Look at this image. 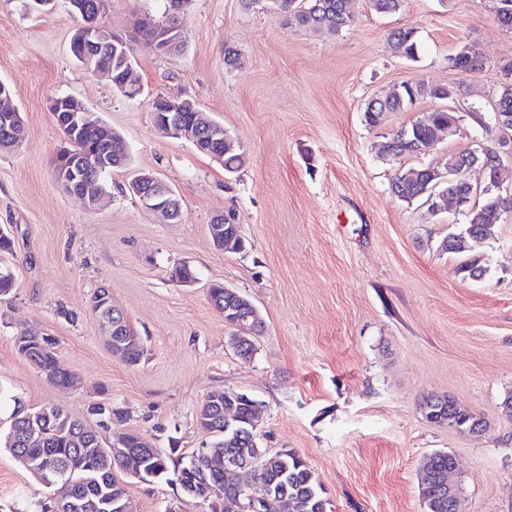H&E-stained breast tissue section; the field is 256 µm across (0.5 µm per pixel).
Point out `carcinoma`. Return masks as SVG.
<instances>
[{
	"label": "carcinoma",
	"instance_id": "obj_1",
	"mask_svg": "<svg viewBox=\"0 0 512 512\" xmlns=\"http://www.w3.org/2000/svg\"><path fill=\"white\" fill-rule=\"evenodd\" d=\"M273 8L288 16L297 26L314 33L335 35L352 21L350 0H269ZM393 50L408 60H416L418 42L413 31L397 28L390 32ZM128 76L126 57L120 53L112 55V83L122 85ZM448 98V88L431 85L423 81L404 82L389 94L371 100L365 110L364 119L370 126L381 123L387 112H399L414 103L416 98ZM456 115L444 108L426 112L409 128L405 139L400 132L393 133L388 141H397L396 156L414 153L412 140L439 129L443 130L455 121ZM60 132L70 141L73 155H84L95 151L105 139H112L115 131L109 126L77 132L69 125H58ZM218 146L224 154V173L232 176L246 164L244 151L236 146L232 149L218 143L206 142V147ZM417 168L397 170L391 183L392 193L408 202L426 200L422 195L424 182L414 181L412 175ZM471 180L462 175L453 188L470 196L475 212L462 207L466 218V230L470 233L488 235L494 225L500 223L502 207L496 202L498 193L490 192L477 198L471 190ZM209 299L216 310L224 313L225 326L232 329L229 344L236 356L249 361L256 352L255 336L259 335L262 324H257L249 334H240L229 322L239 308L236 296L216 285L209 289ZM18 352L29 360L46 379L57 386L71 383L70 375L59 366L55 343L30 328L19 335L15 342ZM257 400L245 392L228 394L223 390L209 392L196 412L198 428L210 435L208 451L214 457L234 454L257 460L260 468L253 476L254 492L267 501L266 512H280V503L288 500L291 512H329V502L324 496L321 483L310 470L300 454L294 450H280L274 453L260 446L257 431L251 424L254 405ZM423 412H440L443 420L454 418L462 427L476 421L467 409L459 406L449 396L430 395L423 401ZM233 415L230 425H225L224 412ZM0 444L8 449L14 458L27 466L41 461L51 464L57 475L44 482L58 490L60 499L55 512H114L112 504L129 503L126 479L137 483L154 484L169 480L170 475L183 493L193 497L191 490L198 486V498H205V489L217 487L224 494L222 512H242L243 500L239 497L237 474L227 469H209L206 462L192 452L187 460L173 457L176 449L166 454L160 449L143 452L140 465L129 471L123 454L105 457L101 448L103 441L98 432L85 422L57 406H45L38 410L26 408L19 399H14V408L9 416L8 426L0 434ZM432 479L420 488V496L427 512H462L456 504L448 503V453L437 452L430 458ZM121 470L126 478L117 476Z\"/></svg>",
	"mask_w": 512,
	"mask_h": 512
}]
</instances>
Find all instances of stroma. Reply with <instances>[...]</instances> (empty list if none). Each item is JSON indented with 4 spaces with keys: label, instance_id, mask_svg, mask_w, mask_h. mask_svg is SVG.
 Returning a JSON list of instances; mask_svg holds the SVG:
<instances>
[{
    "label": "stroma",
    "instance_id": "1",
    "mask_svg": "<svg viewBox=\"0 0 512 512\" xmlns=\"http://www.w3.org/2000/svg\"><path fill=\"white\" fill-rule=\"evenodd\" d=\"M497 0H405L379 14L351 0L353 21L335 35L305 31L265 0H189L184 47L163 56L135 46L142 93L123 95L73 57L68 0L36 8L0 0V81L10 86L24 137L0 150V230L14 240V289L0 297V421L15 401L58 405L103 442L139 431L152 447L191 455L205 442L196 411L212 390L260 401V444L298 452L320 481L332 512H425L423 464L452 454L464 512H512V211L464 254L442 250L464 232L462 213L435 214L390 191L397 169L444 167L449 154L494 145L483 127L512 61V31ZM163 21L161 0H106L100 22L127 33L144 16ZM413 30L416 60L394 54L388 34ZM483 59L466 73L450 59L464 45ZM236 66L224 62L226 51ZM454 89L452 135L397 160L381 156L391 133L439 100L419 99L377 126L367 103L404 82ZM84 103L123 139L125 167L108 178L97 210L65 194L52 160L67 142L49 109L53 98ZM189 98L223 124L245 152L227 176L191 144L160 135L155 97ZM143 171L166 181L182 203L165 222L127 191ZM237 224L245 251L215 247L208 226ZM481 278L459 273L463 261ZM196 273L172 282L176 265ZM221 283L259 309L263 331L251 360L232 351L224 316L208 299ZM108 289L143 342L138 364L112 355L91 308ZM34 328L56 342L70 387L49 383L14 344ZM448 395L484 419L468 436L426 421L420 403ZM104 402L124 414H91ZM134 512H208L177 483H131ZM54 491L0 447V512L53 505Z\"/></svg>",
    "mask_w": 512,
    "mask_h": 512
}]
</instances>
